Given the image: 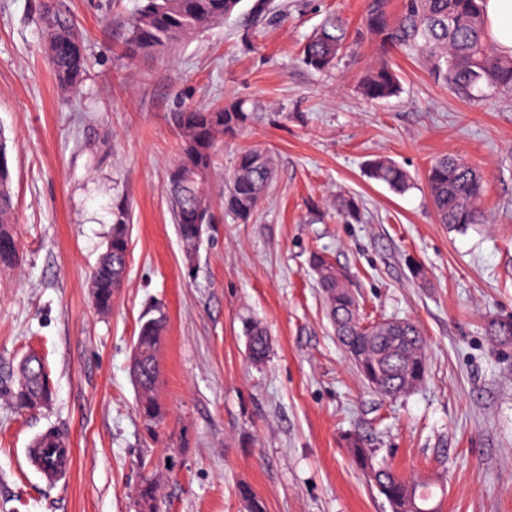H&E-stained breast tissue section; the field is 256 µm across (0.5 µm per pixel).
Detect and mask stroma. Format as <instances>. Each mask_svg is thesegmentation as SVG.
<instances>
[{
	"mask_svg": "<svg viewBox=\"0 0 512 512\" xmlns=\"http://www.w3.org/2000/svg\"><path fill=\"white\" fill-rule=\"evenodd\" d=\"M46 0H0V132L7 139L23 246L0 271V512H135L157 483L160 512H390L348 452L351 439L399 476L439 485L440 512H512V96L468 101L393 52L400 92L356 89L380 58L365 0H254L165 54L128 58L138 0H47L86 34L90 75L78 96L56 87L43 50ZM349 46L318 73L301 60L326 15ZM244 100L255 118L225 139L216 190L237 154L270 150L276 176L248 223L212 225L187 263L165 187L178 158L172 113ZM483 175L486 224L438 223L425 183L437 157ZM390 157L415 186L397 194L366 165ZM125 197L133 228L124 284L109 313L91 272ZM359 204L357 218L339 208ZM326 255L366 321L407 319L426 340L428 372L380 396L347 358L309 259ZM167 315L159 357L163 422L148 429L130 378L141 317ZM267 331L253 363L245 322ZM43 356L52 405L19 412L5 389L21 358ZM74 450L67 489L46 486L24 450L47 427Z\"/></svg>",
	"mask_w": 512,
	"mask_h": 512,
	"instance_id": "stroma-1",
	"label": "stroma"
}]
</instances>
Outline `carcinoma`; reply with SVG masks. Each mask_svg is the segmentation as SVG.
I'll return each instance as SVG.
<instances>
[{
	"instance_id": "cac0c4a2",
	"label": "carcinoma",
	"mask_w": 512,
	"mask_h": 512,
	"mask_svg": "<svg viewBox=\"0 0 512 512\" xmlns=\"http://www.w3.org/2000/svg\"><path fill=\"white\" fill-rule=\"evenodd\" d=\"M240 0H139L136 12L128 19L125 52L130 57L164 53L178 42L193 37L209 25L232 15ZM484 0H402L395 13L391 0H366L365 30L376 37L381 52L399 51L417 59L436 81L458 94L512 93V57L499 53L488 39L484 20ZM42 23L45 48L50 58L54 81L65 95H75L87 72L82 38L71 21L46 8ZM348 31L343 20L327 16L304 43L302 60L314 71H325L347 48ZM359 89L368 99L380 102L399 93L400 82L392 65L381 60L369 65L360 78ZM254 119L253 108L244 101H233L208 108L177 112L173 122L182 138L181 154L169 171L167 193L171 216L177 225L185 257L193 262L205 231L219 221L212 194L213 175L220 143L235 137ZM6 138L0 134V270L14 268L19 262L20 246L11 231L15 207L11 193V173ZM369 178L381 182L396 193L410 188L407 173L394 161L379 157L367 163ZM274 179V162L258 148L238 153L230 176L224 181V212L246 222L269 193ZM431 203L440 224L463 227L486 223L479 202L484 193L482 175L458 156L437 158L426 173ZM132 211L129 203L118 200L112 207L110 232L105 248L92 271L90 288L97 309L107 313L121 287L129 254ZM310 266L321 288L326 314L331 324H340L347 336L363 335L359 305L333 264L315 253ZM166 327L160 309L142 318L135 340L139 363L138 411L150 424H159L164 411L157 396L159 383L158 350ZM489 333L501 340H512V320L493 318ZM250 359L262 362L269 343L264 329L255 322L244 325ZM406 335L411 340L400 344L382 341L369 354L368 364L357 371L368 379V370L381 374L396 396L420 383L426 373V353L421 331L409 323ZM19 410H37L53 400L46 367L42 359L30 354L19 364L13 390L8 392ZM64 437L48 428L34 437L38 447H56ZM354 465L366 472L379 495L399 512H437L428 506L431 489L403 478L388 468L373 464L371 449L359 441L351 442Z\"/></svg>"
}]
</instances>
